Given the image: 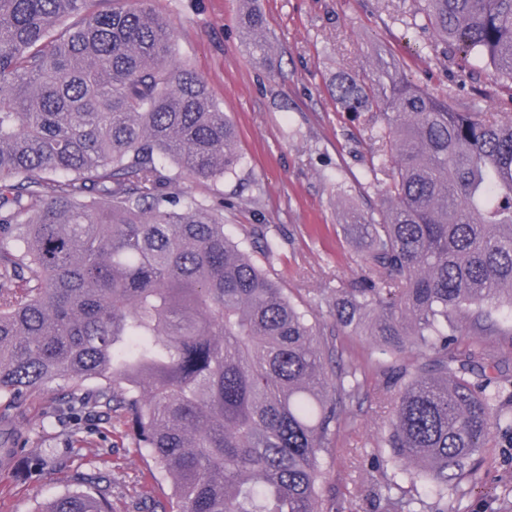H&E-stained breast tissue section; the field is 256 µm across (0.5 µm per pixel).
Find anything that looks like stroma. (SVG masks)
I'll return each instance as SVG.
<instances>
[{
	"instance_id": "35a3bbf8",
	"label": "stroma",
	"mask_w": 512,
	"mask_h": 512,
	"mask_svg": "<svg viewBox=\"0 0 512 512\" xmlns=\"http://www.w3.org/2000/svg\"><path fill=\"white\" fill-rule=\"evenodd\" d=\"M134 3L171 22L178 59L207 81L238 132L236 172L215 181L183 175L178 192L223 204L224 230L234 239L246 228L274 235L279 255L266 271L300 307L310 293L355 281L363 242L349 217L370 216L379 204L368 181L371 114L337 105L331 87L338 76L372 82L382 61L447 97L455 111L512 113V97L490 72L435 43L420 0H252L267 21L265 66L251 57L240 0ZM336 344L367 369L368 382L345 407V423L322 457L327 492L336 512H384L373 491L384 479L380 441L394 411L384 390L392 359L364 336H340ZM71 388L55 380L0 400V424L12 428L17 447L9 464H0V512H38L72 489L79 472L109 476L112 512H137L144 493L168 501L170 478L155 473L123 418L84 417L86 445L77 453L69 448V422L58 410ZM48 452L55 468L28 472V458ZM483 456L484 484L464 497L463 512H512V450L494 433Z\"/></svg>"
}]
</instances>
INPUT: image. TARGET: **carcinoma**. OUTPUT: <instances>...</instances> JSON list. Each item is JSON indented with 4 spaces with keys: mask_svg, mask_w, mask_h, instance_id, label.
<instances>
[{
    "mask_svg": "<svg viewBox=\"0 0 512 512\" xmlns=\"http://www.w3.org/2000/svg\"><path fill=\"white\" fill-rule=\"evenodd\" d=\"M243 2L265 62V19ZM423 2L440 43L512 85V0ZM173 52L170 24L123 0H0V396L94 382L66 402L127 419L172 478L170 501L138 512H324L320 456L367 379L328 364L343 355L332 339L369 336L405 380L382 447L438 491L429 508L394 481L378 498L460 512L491 432L512 446L500 366L451 348L512 306V114L456 112L390 73L380 89L336 81L343 110L381 120V219L353 224L365 273L327 300L326 334L257 264L273 241L246 230V249L223 213L175 192L182 173L221 178L240 155ZM75 482L41 512H112L100 477Z\"/></svg>",
    "mask_w": 512,
    "mask_h": 512,
    "instance_id": "cac0c4a2",
    "label": "carcinoma"
}]
</instances>
